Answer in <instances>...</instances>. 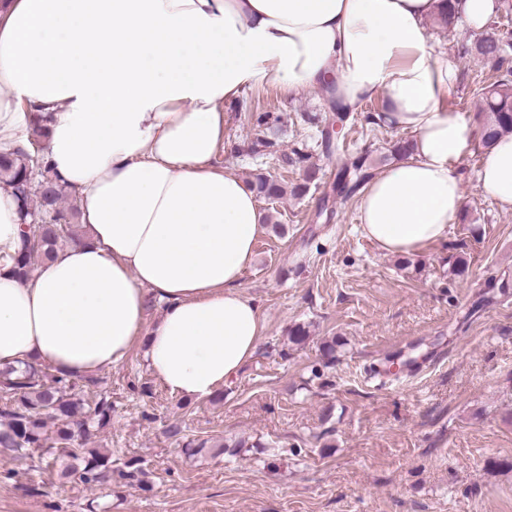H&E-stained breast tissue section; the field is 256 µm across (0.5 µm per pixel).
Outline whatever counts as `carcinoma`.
Instances as JSON below:
<instances>
[{"instance_id": "1", "label": "carcinoma", "mask_w": 512, "mask_h": 512, "mask_svg": "<svg viewBox=\"0 0 512 512\" xmlns=\"http://www.w3.org/2000/svg\"><path fill=\"white\" fill-rule=\"evenodd\" d=\"M512 48V30L503 29L480 35L474 43L475 53L484 60L495 64L494 81L485 90V119L481 130V143L489 148L494 141L512 133V68H503L504 54ZM253 124L260 129L262 136L257 138L254 152L269 151L276 146V140L284 127L283 116L270 111L253 112ZM32 138L27 144L10 151L0 152V183L14 191L24 211L25 220L32 215L42 218V223L24 232L22 245L13 257V272L21 280H26L37 269L40 262L49 259L59 244L74 233L72 223L76 209L60 207L61 184L39 153L33 162L29 152L33 146L47 138V132L36 120H31ZM282 166H302V182L288 187L283 180L265 173L255 174L250 185L256 194L274 203L290 193L296 197L304 195L310 186L317 184L320 169L307 162L308 155L300 149L282 153ZM373 163L366 156L345 161L338 173L334 188L342 193L345 189H357L367 183L372 176ZM0 392L7 397L0 408V448L20 452L27 448H43L48 442L45 436L46 419L56 422L55 444L70 455L78 458L71 445L77 438H88L90 424L99 428L109 424L112 417V403L99 400L92 412L90 421H78L82 414V403L68 393L63 379L45 370L32 366L23 369L5 367L0 369ZM69 473L84 484H96L112 477V458L95 449L86 451L83 467H74Z\"/></svg>"}]
</instances>
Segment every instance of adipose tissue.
<instances>
[{
    "mask_svg": "<svg viewBox=\"0 0 512 512\" xmlns=\"http://www.w3.org/2000/svg\"><path fill=\"white\" fill-rule=\"evenodd\" d=\"M442 0H0V144L27 118L48 129L46 159L79 196L82 232L27 282L12 272L21 215L0 188V366L67 380L141 352L171 394L201 399L238 376L265 332L242 288L267 231L255 191L218 165L227 110L243 87L289 97L327 86L414 151L362 187V232L387 254L443 242L464 206L471 149L443 111L457 63L436 56L427 22ZM512 210V135L478 171ZM163 305L145 318L147 296Z\"/></svg>",
    "mask_w": 512,
    "mask_h": 512,
    "instance_id": "ef3b65f1",
    "label": "adipose tissue"
}]
</instances>
